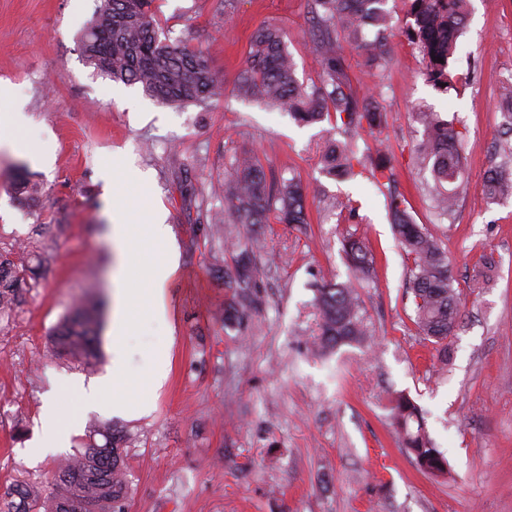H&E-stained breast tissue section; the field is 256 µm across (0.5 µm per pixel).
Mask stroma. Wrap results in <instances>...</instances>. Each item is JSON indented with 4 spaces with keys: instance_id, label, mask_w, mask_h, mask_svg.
<instances>
[{
    "instance_id": "obj_1",
    "label": "stroma",
    "mask_w": 512,
    "mask_h": 512,
    "mask_svg": "<svg viewBox=\"0 0 512 512\" xmlns=\"http://www.w3.org/2000/svg\"><path fill=\"white\" fill-rule=\"evenodd\" d=\"M96 0H0V124L14 128L0 147V243L44 237L53 262L11 321L0 323V493L19 480L49 484L57 462L29 461L42 433L43 396L60 380L106 375L112 353L101 333L94 368L51 358L47 333L70 306L110 289L104 174L120 159L138 181L133 209L160 203L179 246L165 289L174 343L155 412L115 423L127 450V512H512V196L488 202L486 171L507 140L501 92L512 74V0H471L453 64L460 77L441 91L404 35L389 46L381 76L347 52L359 94L383 98L382 135L416 223L442 241L462 304L459 327L440 362L414 323L410 263L398 245L383 194L369 173L337 181L320 157L339 133L322 121L227 92L209 109L158 105L142 90L96 73L79 37ZM161 38L207 48L217 76L233 84L252 36L284 30L300 83H319L322 67L307 35L308 0H157ZM418 112H450L466 129L469 188L452 217L438 219L429 171L414 151L424 130ZM258 154L284 176H300L307 224H267L260 234L276 255L266 267L258 313L237 331L224 326L225 258L215 266L182 185L208 187L235 154ZM200 168H190L193 160ZM26 164L43 186L39 201L18 204L10 172ZM356 218H349V211ZM365 238L377 278L358 289L368 343L322 355L312 284L347 281L343 229ZM403 392L425 412L430 438L448 459L441 478L422 474L391 426L389 399Z\"/></svg>"
}]
</instances>
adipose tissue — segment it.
Instances as JSON below:
<instances>
[{"mask_svg":"<svg viewBox=\"0 0 512 512\" xmlns=\"http://www.w3.org/2000/svg\"><path fill=\"white\" fill-rule=\"evenodd\" d=\"M109 240L113 253L111 370L86 386L71 380L61 382L45 398L42 416L53 428L32 445V456H45L64 447L91 409L107 407L127 419L150 416L157 392L168 378L173 338L165 286L178 267L179 251L165 210L155 205L146 217H139L131 210L121 184L113 183ZM131 336L147 343L135 373L126 353Z\"/></svg>","mask_w":512,"mask_h":512,"instance_id":"adipose-tissue-1","label":"adipose tissue"}]
</instances>
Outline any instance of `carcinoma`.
I'll list each match as a JSON object with an SVG mask.
<instances>
[{"label": "carcinoma", "mask_w": 512, "mask_h": 512, "mask_svg": "<svg viewBox=\"0 0 512 512\" xmlns=\"http://www.w3.org/2000/svg\"><path fill=\"white\" fill-rule=\"evenodd\" d=\"M388 0H309L313 49L320 58V83H299L295 63L287 48V33L276 27L256 32L244 66L234 84L237 95L261 101L290 114L303 124L329 117L341 123L344 133L366 126L378 128L385 122L383 101L375 95L359 97L353 91L342 43L363 53L370 69L386 64L385 49L396 36V27L386 9ZM407 39L419 49L425 80L448 86L454 80L450 68L458 37L462 34L470 0H408ZM86 62L114 82L137 86L157 104L186 108L211 107L226 91L211 66L208 52L189 49L180 42L159 38L155 0H97V6L80 39ZM443 62H438L437 58ZM415 120L424 129L416 149L415 163L430 170V195L435 211L448 217L466 190L464 134L456 116L440 112H417ZM381 156L370 171L374 182L387 190L388 210L396 240L411 261L410 290L415 307V325L420 333L441 345V361L448 360V340L460 324V299L453 288L447 252L429 230L415 223L405 196L397 190L392 149L384 140L377 143ZM362 160L346 143H333L323 155V172L333 177H353ZM15 199H36L38 184L27 172L13 186ZM486 193L495 198L512 196V162L490 167ZM198 219L209 236L224 231L226 224L260 226L275 218L281 224L308 223L301 181L276 177L266 171L252 154L234 157L224 180L203 197L192 193ZM343 252L354 281L371 278L374 255L370 245L348 232ZM235 288L225 304L224 327L240 328L259 309L248 289L258 287L270 259L257 245V237H237L233 248ZM54 257V248L41 243L39 249L0 246V321L12 318L41 268ZM314 305L319 315L316 345L332 352L345 344L363 343L368 331L353 281L321 280L314 288ZM101 320L96 305L82 301L48 333L54 356L80 361L88 366L99 362L98 336ZM390 420L402 439L404 451L425 475L437 478L448 473V460L429 437L423 413L404 393L390 400ZM130 434L94 422L88 426L80 450L65 456L54 472L52 491L19 481L0 496V512H67L65 506L83 500L92 512H125L129 484L124 448Z\"/></svg>", "instance_id": "1"}]
</instances>
